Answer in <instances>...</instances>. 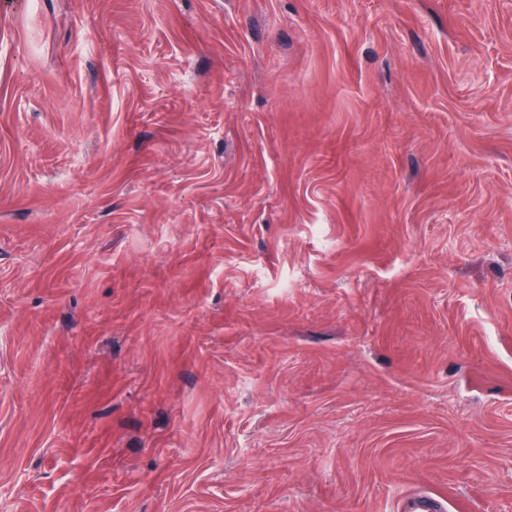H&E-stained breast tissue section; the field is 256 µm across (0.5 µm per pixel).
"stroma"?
<instances>
[{"label": "stroma", "instance_id": "1", "mask_svg": "<svg viewBox=\"0 0 512 512\" xmlns=\"http://www.w3.org/2000/svg\"><path fill=\"white\" fill-rule=\"evenodd\" d=\"M512 512V0H0V512ZM405 508L407 512H444L447 510L442 498L428 492L410 497Z\"/></svg>", "mask_w": 512, "mask_h": 512}]
</instances>
